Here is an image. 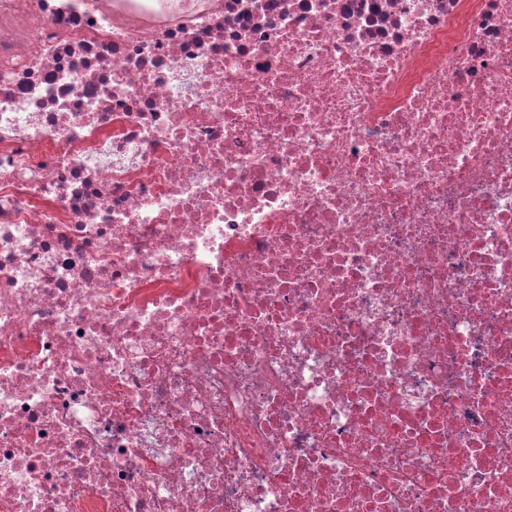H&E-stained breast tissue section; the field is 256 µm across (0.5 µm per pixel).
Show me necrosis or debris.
Here are the masks:
<instances>
[{
	"instance_id": "4bbe7bcc",
	"label": "necrosis or debris",
	"mask_w": 512,
	"mask_h": 512,
	"mask_svg": "<svg viewBox=\"0 0 512 512\" xmlns=\"http://www.w3.org/2000/svg\"><path fill=\"white\" fill-rule=\"evenodd\" d=\"M0 512H512V0H0Z\"/></svg>"
}]
</instances>
